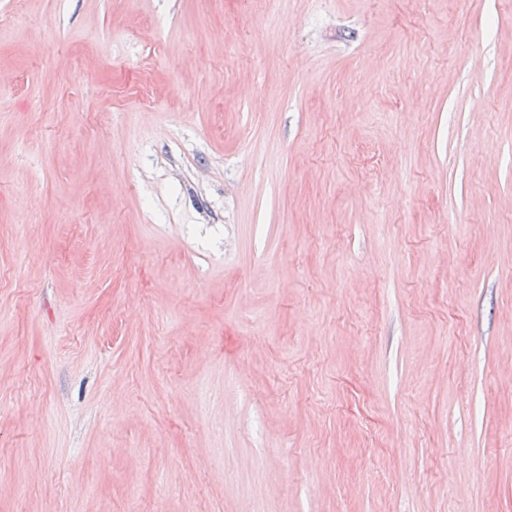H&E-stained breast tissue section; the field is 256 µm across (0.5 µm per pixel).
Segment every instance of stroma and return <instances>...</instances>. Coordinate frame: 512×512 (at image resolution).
Here are the masks:
<instances>
[{
	"label": "stroma",
	"mask_w": 512,
	"mask_h": 512,
	"mask_svg": "<svg viewBox=\"0 0 512 512\" xmlns=\"http://www.w3.org/2000/svg\"><path fill=\"white\" fill-rule=\"evenodd\" d=\"M0 512H512V0H0Z\"/></svg>",
	"instance_id": "obj_1"
}]
</instances>
